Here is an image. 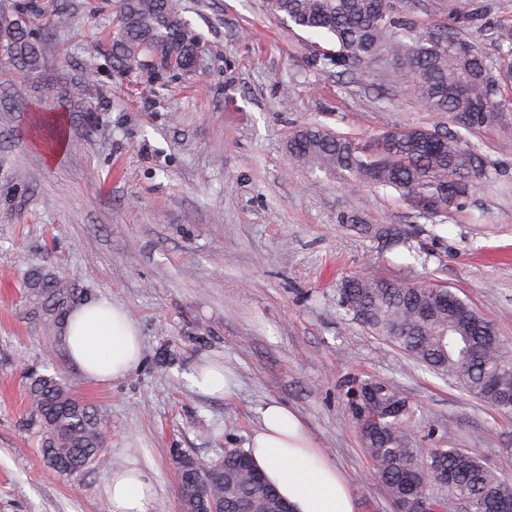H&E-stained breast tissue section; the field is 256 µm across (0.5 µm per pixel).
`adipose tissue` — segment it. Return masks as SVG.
Returning <instances> with one entry per match:
<instances>
[{"label": "adipose tissue", "instance_id": "adipose-tissue-1", "mask_svg": "<svg viewBox=\"0 0 512 512\" xmlns=\"http://www.w3.org/2000/svg\"><path fill=\"white\" fill-rule=\"evenodd\" d=\"M64 344L76 369L99 383L125 378L142 356L136 324L122 306L106 300H90L74 309ZM246 450L292 512H354L346 478L287 406L267 403ZM106 494L111 512H150L154 502L150 476L134 464L113 471Z\"/></svg>", "mask_w": 512, "mask_h": 512}]
</instances>
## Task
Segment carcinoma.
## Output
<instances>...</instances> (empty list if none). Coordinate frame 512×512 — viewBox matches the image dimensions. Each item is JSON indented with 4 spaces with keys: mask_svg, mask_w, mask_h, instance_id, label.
Here are the masks:
<instances>
[{
    "mask_svg": "<svg viewBox=\"0 0 512 512\" xmlns=\"http://www.w3.org/2000/svg\"><path fill=\"white\" fill-rule=\"evenodd\" d=\"M269 12L293 26L329 37L336 47L315 49L310 64L325 72L355 73L389 82L408 73L407 92L439 122L367 138L348 136L320 123L301 126L289 144L300 165L325 171L341 182L395 191L411 218L444 223L488 179V161L472 140L478 131L512 113V18L494 19L476 2L427 27L399 16L395 0H266ZM0 21V56L20 72L44 67L38 26H64L68 14L45 17L38 0H10ZM182 0H116L112 17V61L164 78L196 69L201 33L183 16ZM481 22L496 47L488 59L467 37ZM411 232L389 227L378 236L392 247L408 244ZM32 314L48 330L62 332L77 303L65 278L39 266L22 280ZM343 309L385 337L416 363L452 380L470 396L512 414V345L467 302L446 288L403 278L356 275L339 288ZM347 412L360 435L375 476L400 512H448V500L468 512H512V480L499 476L464 448L410 447L407 428L414 408L398 386L376 377L347 384ZM26 427L41 436L39 452L57 474L74 480L100 460L107 429L94 406L75 397L58 372L34 368L26 376ZM248 454L224 450L226 491L209 485L216 461L179 460L182 503L189 512H237L251 502L272 508L275 490L248 475ZM447 475L448 497L427 490Z\"/></svg>",
    "mask_w": 512,
    "mask_h": 512,
    "instance_id": "obj_1",
    "label": "carcinoma"
}]
</instances>
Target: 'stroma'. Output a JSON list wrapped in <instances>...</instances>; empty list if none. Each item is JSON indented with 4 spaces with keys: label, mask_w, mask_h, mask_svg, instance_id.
<instances>
[{
    "label": "stroma",
    "mask_w": 512,
    "mask_h": 512,
    "mask_svg": "<svg viewBox=\"0 0 512 512\" xmlns=\"http://www.w3.org/2000/svg\"><path fill=\"white\" fill-rule=\"evenodd\" d=\"M68 28L39 30L47 63L0 64V512H110L113 470L134 463L153 482V512H179L176 457L245 447L272 400L295 410L346 477L355 512H396L345 411L354 377L393 380L414 407L417 448H466L512 479V415L419 369L341 307L355 274L448 288L512 341V133L476 138L491 179L446 223L413 226V258L343 224L410 222L392 191L295 164L288 141L321 122L361 136L428 124L405 80L369 84L314 69L326 37L289 28L265 0H184L208 65L160 84L112 64L113 0H41ZM69 143L49 162L33 126ZM46 266L82 300L120 304L143 356L126 378L95 383L28 315L21 276ZM212 360L233 396L196 392ZM48 366L100 407L109 437L79 484L58 477L20 421L24 375Z\"/></svg>",
    "instance_id": "35a3bbf8"
}]
</instances>
